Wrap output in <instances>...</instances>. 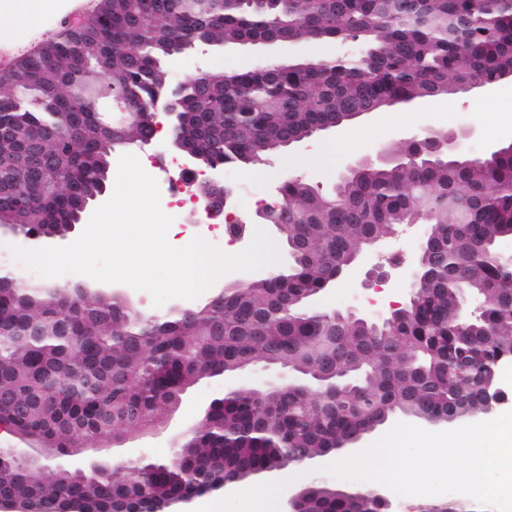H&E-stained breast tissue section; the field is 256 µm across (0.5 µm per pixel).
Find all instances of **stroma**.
I'll return each mask as SVG.
<instances>
[{
  "label": "stroma",
  "mask_w": 512,
  "mask_h": 512,
  "mask_svg": "<svg viewBox=\"0 0 512 512\" xmlns=\"http://www.w3.org/2000/svg\"><path fill=\"white\" fill-rule=\"evenodd\" d=\"M52 9L33 16L31 0H0V58L16 60L32 52L40 43L57 38L68 22L90 17L96 0H54ZM339 44L301 42L297 46L224 45L199 49L172 66L173 79L179 80L196 68L216 71L245 70L259 65L277 64L302 59L325 57L339 51ZM463 114L458 130L467 134L462 152L478 144L479 155H487L494 147L512 143V81L496 83L484 94H457L419 106L401 105L370 115L357 117L338 129L314 135L312 141L287 147L271 156L257 169H235L236 180L245 187L234 195L231 211L245 220L246 231H253L249 218L256 211V196H270L281 180L287 177L330 188L336 184L347 163L371 160L383 164L392 158V149L414 131L448 130V113ZM338 142L335 153L325 159H312L313 143ZM361 269L351 270L335 288L322 293L318 305L328 311L357 307L366 313L386 310L390 302L406 297V284L392 279L388 284L361 287ZM225 386L224 378L202 381L182 398L177 409L156 430L128 435L123 444L108 447L104 459L116 465L137 458L163 460L172 455L173 433L197 423L204 415L210 397Z\"/></svg>",
  "instance_id": "obj_1"
}]
</instances>
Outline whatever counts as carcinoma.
Returning a JSON list of instances; mask_svg holds the SVG:
<instances>
[{"mask_svg":"<svg viewBox=\"0 0 512 512\" xmlns=\"http://www.w3.org/2000/svg\"><path fill=\"white\" fill-rule=\"evenodd\" d=\"M352 37L364 53L344 64L301 61L184 80L182 119L174 135L195 146L201 164L253 168L285 147L336 127L354 113L384 109V100H430L476 74L512 67V0H112L93 23L92 50L111 58L102 75L93 61L59 58L75 33L20 60L0 78V218L21 215L28 230L63 237L83 206L103 195L112 156L154 139L159 113L148 103L173 85L166 61L201 44L256 39L339 42ZM110 84L143 113L123 128L105 122L83 99ZM14 126L32 133L50 160L30 167ZM275 220L285 225L290 261L265 278L232 282L223 297L189 313L145 314L121 296L0 277V389L23 402L58 379L48 402L22 418L0 403L17 436L45 440L46 455L76 440L125 439L153 428L199 381L251 366H281L330 388L336 404L303 389L235 394L223 412L204 416L188 454L166 461L107 466L98 476L56 469L46 481L34 466L0 461V495L21 512H109L112 502L157 508L224 489L226 476L254 478L301 466L395 413L443 422L470 396L472 380H496L491 369L512 360L511 269L497 261L512 236V149L459 165L442 155L415 166H365L328 193L295 179L279 187ZM434 230L435 262L414 300L377 326L310 311L308 300L334 286L328 269L362 241L388 237L404 224ZM467 261L459 280L456 261ZM468 292L487 299L466 324L452 311ZM42 336L21 342L20 327ZM78 371L105 381L76 393L65 382ZM72 419L79 438L48 427ZM305 512H378L375 491L344 500L316 488Z\"/></svg>","mask_w":512,"mask_h":512,"instance_id":"obj_1","label":"carcinoma"}]
</instances>
